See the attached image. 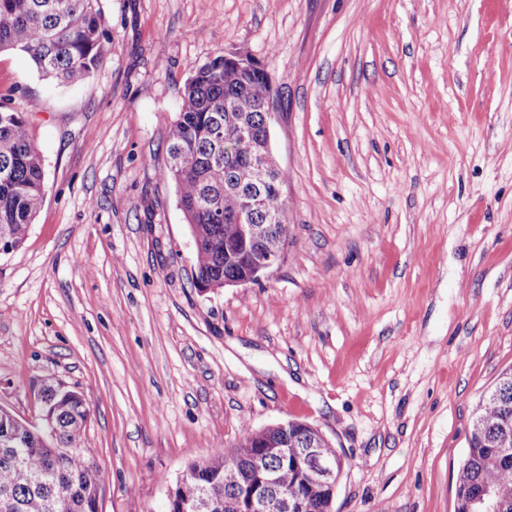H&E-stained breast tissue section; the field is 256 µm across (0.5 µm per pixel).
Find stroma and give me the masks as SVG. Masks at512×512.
Masks as SVG:
<instances>
[{"mask_svg": "<svg viewBox=\"0 0 512 512\" xmlns=\"http://www.w3.org/2000/svg\"><path fill=\"white\" fill-rule=\"evenodd\" d=\"M82 84L0 54L44 202L0 255V407L81 392L99 512H163L243 429L319 428L331 512H455L480 396L512 366V0H99ZM267 71L283 264L204 291L166 162L194 66ZM37 99L42 109L29 110Z\"/></svg>", "mask_w": 512, "mask_h": 512, "instance_id": "35a3bbf8", "label": "stroma"}]
</instances>
